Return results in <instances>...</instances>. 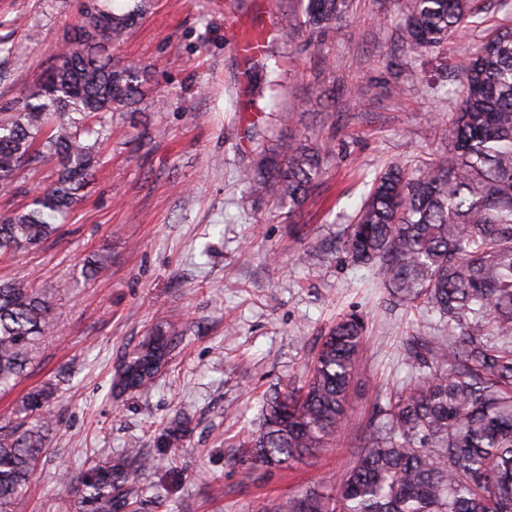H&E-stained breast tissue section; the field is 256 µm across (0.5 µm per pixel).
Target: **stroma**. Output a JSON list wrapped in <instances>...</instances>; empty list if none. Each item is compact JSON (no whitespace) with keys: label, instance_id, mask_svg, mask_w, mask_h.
I'll use <instances>...</instances> for the list:
<instances>
[{"label":"stroma","instance_id":"35a3bbf8","mask_svg":"<svg viewBox=\"0 0 512 512\" xmlns=\"http://www.w3.org/2000/svg\"><path fill=\"white\" fill-rule=\"evenodd\" d=\"M143 19L113 50L146 66L138 104L112 115L94 180L81 192L58 238L0 258V279L51 296L56 332L39 363L0 396V418L26 393L51 382L53 425L35 480L15 512H75L63 471L88 470L130 442L162 458L135 474L139 512H258L286 494L332 493L346 472L357 426L377 399L402 383L410 316L364 288L371 270L354 266L336 237L365 183L394 161L419 168L448 148L443 130L456 110L444 97L500 21L496 12L447 45L405 61L395 0H354L322 47L304 39L268 59L284 88L277 98H239L237 46L286 0H135ZM85 0H0V115L16 112L56 61ZM415 77H408V70ZM338 132L329 136L326 113ZM269 127L277 144L306 136L331 142L328 175L294 222L272 200L254 201L237 180L251 160L246 121ZM54 164L20 170L0 213L30 203L55 178ZM106 268L85 278L86 261ZM368 316L363 356L348 394V425L335 447L289 468L250 467L245 446L259 406L302 379L337 314ZM181 339L154 386L112 388L118 361L159 322ZM191 431L173 448L163 433L174 416Z\"/></svg>","mask_w":512,"mask_h":512}]
</instances>
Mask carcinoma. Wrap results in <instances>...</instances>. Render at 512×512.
Wrapping results in <instances>:
<instances>
[{
    "instance_id": "1",
    "label": "carcinoma",
    "mask_w": 512,
    "mask_h": 512,
    "mask_svg": "<svg viewBox=\"0 0 512 512\" xmlns=\"http://www.w3.org/2000/svg\"><path fill=\"white\" fill-rule=\"evenodd\" d=\"M293 25L260 32L290 44L336 33L352 0H294ZM483 0H397L399 41L409 60L467 31ZM101 30L84 36L93 20ZM132 9L111 13L91 0L77 34L25 98L0 120V188L14 175L56 164L57 179L31 204L0 214V255L58 235L60 220L98 164L96 146L112 113L137 102L143 70L105 53L138 24ZM266 50L242 56L237 93L251 97ZM452 94L459 98L448 151L411 175L392 163L374 178L340 233L341 251L370 267L392 300L419 316L424 335L410 340L408 378L383 396L352 446L350 467L332 497H276L258 512H512V25H500L469 59ZM324 151L291 138L239 167L251 196L270 198L286 219L321 181ZM55 307L21 281L0 283V393L27 376L55 327ZM173 324L157 326L116 369V385L151 387L177 347ZM365 331L353 310L321 338L303 383L263 400L261 428L248 435L256 462L281 467L336 441L360 364ZM50 383L28 393L15 417L0 422V512L28 491L51 422ZM158 459L132 443L78 475L79 512H133L142 490L133 473Z\"/></svg>"
}]
</instances>
